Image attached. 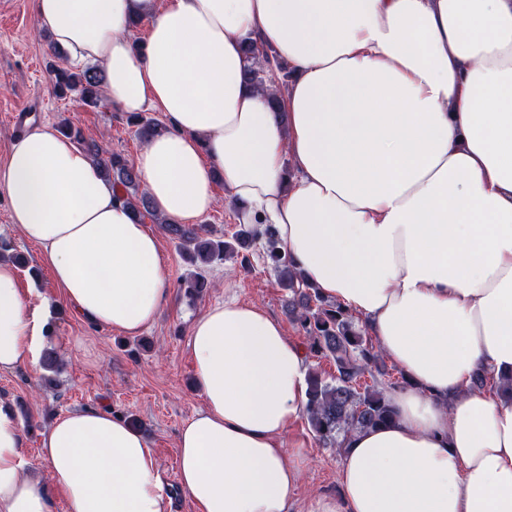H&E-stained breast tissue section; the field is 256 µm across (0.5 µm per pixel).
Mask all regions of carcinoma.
I'll return each instance as SVG.
<instances>
[{
	"instance_id": "carcinoma-1",
	"label": "carcinoma",
	"mask_w": 512,
	"mask_h": 512,
	"mask_svg": "<svg viewBox=\"0 0 512 512\" xmlns=\"http://www.w3.org/2000/svg\"><path fill=\"white\" fill-rule=\"evenodd\" d=\"M247 54L252 59L245 71L249 84L262 86L269 73L277 72L280 74L279 93L288 91V66L273 61L266 52L256 53L249 49ZM57 58L58 62L50 65L52 92L59 98L75 94L91 108L104 107L103 70L96 64L73 68L63 61V55L59 54ZM129 123L137 127V134L144 141L166 129V126L139 114L129 116ZM59 133L102 165L106 177L119 191L117 200L128 206L136 217L141 218L143 213L151 212L149 197L139 193V175L126 158L117 153L105 154L95 139L73 124H62ZM155 220L164 225L186 258L203 268L217 261L235 258L244 267L248 264L245 250L257 240L264 241L267 260L277 272L282 286L291 293L286 307L289 320L302 334L310 357L329 358L336 369V374L328 380L316 369H309L305 416L320 443L338 448L342 433L378 428L394 420L395 412L388 392L400 387V382L389 380L375 388L364 381L367 373H383L385 362L382 354L367 337L366 329L355 325L349 312L305 283L301 273L282 254L272 225H243L230 243L201 238V227L176 224L158 216ZM206 288V277L198 272L194 279L186 282L185 295L194 300Z\"/></svg>"
}]
</instances>
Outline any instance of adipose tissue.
Masks as SVG:
<instances>
[{"label": "adipose tissue", "mask_w": 512, "mask_h": 512, "mask_svg": "<svg viewBox=\"0 0 512 512\" xmlns=\"http://www.w3.org/2000/svg\"><path fill=\"white\" fill-rule=\"evenodd\" d=\"M69 62L105 71L126 113H164L135 167L155 211L193 223L221 175L241 224L359 316L412 380L389 425L341 437L340 492L303 512H512V0H34ZM149 23L142 50L129 21ZM287 62V94L245 82L246 45ZM13 226L86 321L129 336L171 300L159 239L103 169L35 125L0 167ZM41 334L0 262V372ZM188 350L202 406L178 431V481L200 512H290L307 456L286 449L307 356L280 320L205 306ZM0 405V512H52ZM42 454L66 512H167L143 435L102 407L57 416Z\"/></svg>", "instance_id": "obj_1"}]
</instances>
